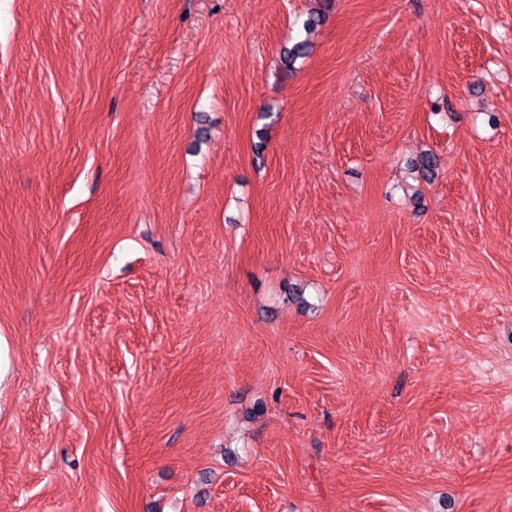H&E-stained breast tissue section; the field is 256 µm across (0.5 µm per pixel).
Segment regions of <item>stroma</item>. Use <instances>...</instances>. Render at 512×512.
<instances>
[{"instance_id":"stroma-1","label":"stroma","mask_w":512,"mask_h":512,"mask_svg":"<svg viewBox=\"0 0 512 512\" xmlns=\"http://www.w3.org/2000/svg\"><path fill=\"white\" fill-rule=\"evenodd\" d=\"M315 4L0 0V512H512V0Z\"/></svg>"}]
</instances>
